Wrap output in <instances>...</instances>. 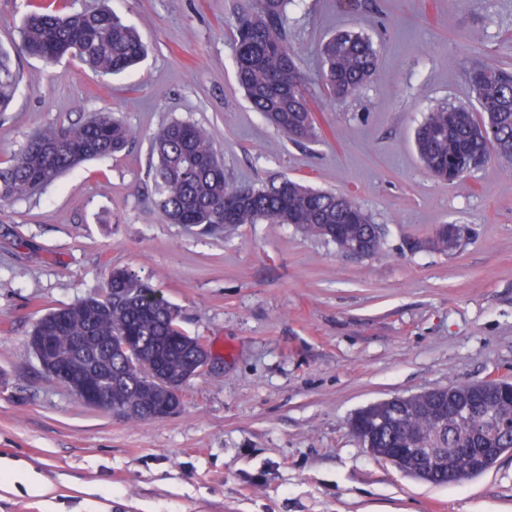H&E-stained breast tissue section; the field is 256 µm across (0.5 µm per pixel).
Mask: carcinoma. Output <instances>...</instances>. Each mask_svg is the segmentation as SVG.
Returning a JSON list of instances; mask_svg holds the SVG:
<instances>
[{
    "instance_id": "1",
    "label": "carcinoma",
    "mask_w": 512,
    "mask_h": 512,
    "mask_svg": "<svg viewBox=\"0 0 512 512\" xmlns=\"http://www.w3.org/2000/svg\"><path fill=\"white\" fill-rule=\"evenodd\" d=\"M295 0H242L235 22V67L239 85L255 111L295 143L316 136L314 111L301 70L302 49L289 35L288 7ZM21 50L46 63L78 59L103 74L120 73L138 63L146 47L138 32L111 10L66 15L49 5L24 16ZM322 75L328 94L345 99L377 71L372 39L338 31L322 43ZM476 104H440L426 113L415 133L424 168L453 182L491 156L512 161V71L480 63L468 71ZM17 75L10 55L0 49V107L13 97ZM137 132L110 112H97L80 124H56L34 133L24 148L0 165V205L28 197L64 173L96 157L123 151ZM148 175L154 204L171 224L208 233L242 224H293L326 238L338 250L369 257L380 246L379 226L344 194L307 188L286 177L261 187L237 186L208 130L194 123L171 122L151 142ZM34 336L53 337L67 351L74 336L89 337V347L104 371L93 379L139 407L161 399L168 381L193 370L199 353L178 321L177 311L143 279L125 268L110 271L103 286L75 302L49 310ZM137 337L131 356L122 337ZM378 405L357 414L359 431L373 448H434L461 470L488 471L512 452V392L498 387L484 399L448 406L442 424L422 411H402L378 419Z\"/></svg>"
}]
</instances>
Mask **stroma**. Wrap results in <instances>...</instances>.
<instances>
[{"label":"stroma","mask_w":512,"mask_h":512,"mask_svg":"<svg viewBox=\"0 0 512 512\" xmlns=\"http://www.w3.org/2000/svg\"><path fill=\"white\" fill-rule=\"evenodd\" d=\"M29 0H0V49L21 79L0 110V162L35 130L109 110L135 129L0 210V468L48 487L0 485V512H512V454L453 486L407 475L351 430L362 408L431 387L512 381V165L490 159L452 183L413 145L435 105L468 106L467 71L512 63V0H299L290 30L321 128L298 145L255 112L234 65L240 0H65L109 6L147 56L119 75L18 50ZM481 28V43L469 39ZM376 36L374 78L324 97L319 46ZM209 129L239 185L283 176L353 198L382 230L367 258L291 224L202 234L152 203L149 140L164 124ZM455 224V250L433 246ZM122 267L151 283L212 369L175 415L134 420L86 407L27 348L36 321Z\"/></svg>","instance_id":"stroma-1"}]
</instances>
